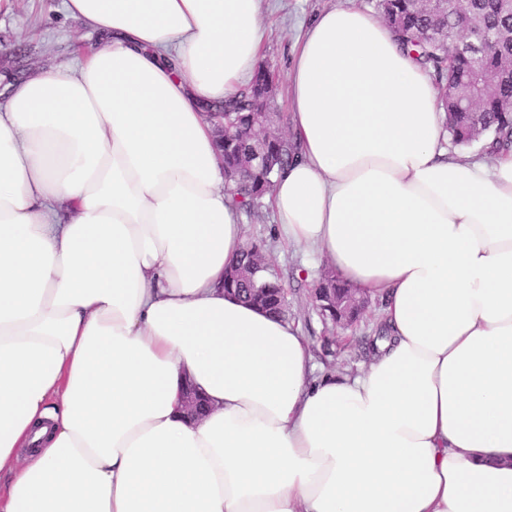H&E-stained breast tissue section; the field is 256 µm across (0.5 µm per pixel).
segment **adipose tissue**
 <instances>
[{
  "label": "adipose tissue",
  "instance_id": "obj_1",
  "mask_svg": "<svg viewBox=\"0 0 512 512\" xmlns=\"http://www.w3.org/2000/svg\"><path fill=\"white\" fill-rule=\"evenodd\" d=\"M262 2L65 0L100 43L0 99V512H512V152L450 154L354 0L294 52L269 203L389 337L318 377L224 291L246 236L202 107L254 76Z\"/></svg>",
  "mask_w": 512,
  "mask_h": 512
}]
</instances>
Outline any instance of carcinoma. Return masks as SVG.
Here are the masks:
<instances>
[{"mask_svg":"<svg viewBox=\"0 0 512 512\" xmlns=\"http://www.w3.org/2000/svg\"><path fill=\"white\" fill-rule=\"evenodd\" d=\"M378 9L386 25L399 36L404 48L431 72L441 90L440 102L448 114V133L456 144L470 145L476 137H491L494 151L512 149V112L501 108L512 98V70L506 66L512 58V13L499 8L497 0H469L466 11L476 25L497 33L498 38L473 50L486 68L494 69L498 79L494 89L481 103L480 112H462L450 101L447 90L464 88L471 82L469 52L454 45V10L433 15L422 12L416 0H378ZM276 83L272 71L259 66L252 82L218 107L224 116V177L234 184L235 201L249 214L259 213L263 199L275 185L277 172L292 159L294 147L286 137L261 141L253 136L256 108L269 109L274 103ZM265 250L262 242H250L237 262L241 276L229 272L224 287L238 289L237 297L251 305L250 296L281 292L282 281L269 273L265 263L252 261L253 248Z\"/></svg>","mask_w":512,"mask_h":512,"instance_id":"1","label":"carcinoma"}]
</instances>
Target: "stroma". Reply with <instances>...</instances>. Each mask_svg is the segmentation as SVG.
Instances as JSON below:
<instances>
[{
  "instance_id": "stroma-1",
  "label": "stroma",
  "mask_w": 512,
  "mask_h": 512,
  "mask_svg": "<svg viewBox=\"0 0 512 512\" xmlns=\"http://www.w3.org/2000/svg\"><path fill=\"white\" fill-rule=\"evenodd\" d=\"M344 0H264L268 32L262 61L277 72L275 110L279 130L288 127V84L285 78L292 50L303 26L316 13L338 7ZM92 36L78 19L66 14L62 0H0V82L9 83L40 68L72 64ZM247 240L264 242L270 269L288 291V321L298 326L310 344L320 374H346L368 362V346L382 322V303L370 300L351 327L323 320L311 295L328 269L325 259H312L282 239L271 208L245 215Z\"/></svg>"
}]
</instances>
